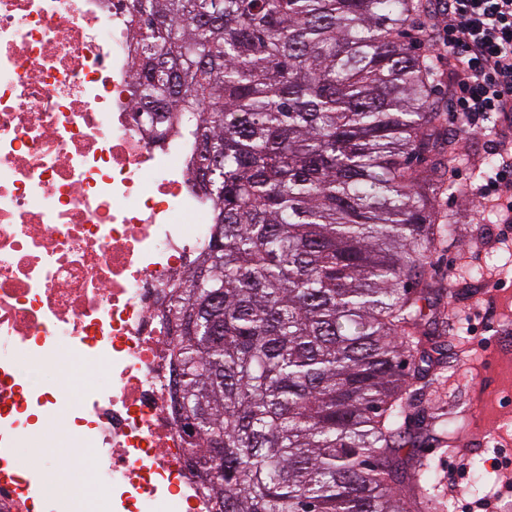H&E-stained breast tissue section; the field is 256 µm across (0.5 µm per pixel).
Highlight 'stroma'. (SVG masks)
Wrapping results in <instances>:
<instances>
[{
	"label": "stroma",
	"instance_id": "35a3bbf8",
	"mask_svg": "<svg viewBox=\"0 0 512 512\" xmlns=\"http://www.w3.org/2000/svg\"><path fill=\"white\" fill-rule=\"evenodd\" d=\"M448 131L460 159L455 186L439 191L436 207L455 217V232L436 239L429 272L450 287L436 313L451 324V348L447 363L435 367L422 405L438 413L454 410L461 424L451 443H419L411 452L429 467V491L441 501V512H465L467 504L512 483V465H493L499 456L512 458V372L501 361L478 367L512 334V228L498 224L479 196L496 175L485 160L498 145L512 147V126L494 115L476 132L452 115Z\"/></svg>",
	"mask_w": 512,
	"mask_h": 512
}]
</instances>
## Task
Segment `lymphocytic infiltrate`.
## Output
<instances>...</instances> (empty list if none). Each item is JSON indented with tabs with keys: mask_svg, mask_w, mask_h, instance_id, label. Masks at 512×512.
<instances>
[{
	"mask_svg": "<svg viewBox=\"0 0 512 512\" xmlns=\"http://www.w3.org/2000/svg\"><path fill=\"white\" fill-rule=\"evenodd\" d=\"M448 20L453 109L474 128L491 112L512 111V0H442Z\"/></svg>",
	"mask_w": 512,
	"mask_h": 512,
	"instance_id": "f902f5d3",
	"label": "lymphocytic infiltrate"
}]
</instances>
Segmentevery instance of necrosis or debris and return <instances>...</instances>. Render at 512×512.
<instances>
[{
  "instance_id": "4bbe7bcc",
  "label": "necrosis or debris",
  "mask_w": 512,
  "mask_h": 512,
  "mask_svg": "<svg viewBox=\"0 0 512 512\" xmlns=\"http://www.w3.org/2000/svg\"><path fill=\"white\" fill-rule=\"evenodd\" d=\"M131 0H0V512H56L14 450L39 411L44 447L74 457L69 512H210L166 388L160 310L204 251L214 212L194 147L136 121ZM98 372L26 387L20 363Z\"/></svg>"
}]
</instances>
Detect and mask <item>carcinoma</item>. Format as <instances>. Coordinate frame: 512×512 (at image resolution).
Instances as JSON below:
<instances>
[{
  "label": "carcinoma",
  "mask_w": 512,
  "mask_h": 512,
  "mask_svg": "<svg viewBox=\"0 0 512 512\" xmlns=\"http://www.w3.org/2000/svg\"><path fill=\"white\" fill-rule=\"evenodd\" d=\"M414 0H132L139 109L196 145L216 214L161 317L212 512H415L402 456L434 366L428 273L455 142ZM453 417L431 416L446 436Z\"/></svg>",
  "instance_id": "obj_1"
}]
</instances>
